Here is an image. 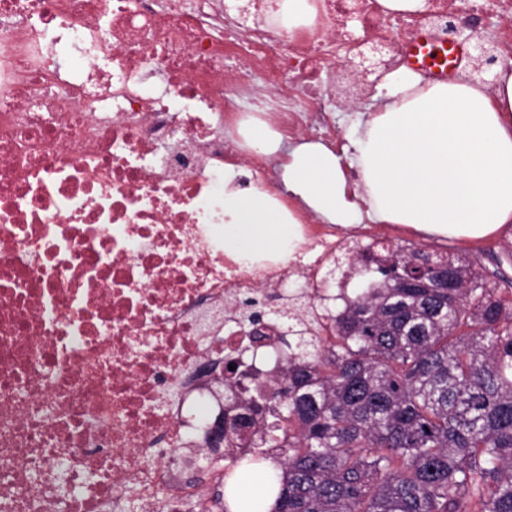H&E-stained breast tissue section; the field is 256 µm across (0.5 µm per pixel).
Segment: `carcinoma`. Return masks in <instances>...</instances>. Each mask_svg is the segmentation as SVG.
I'll return each instance as SVG.
<instances>
[{
	"label": "carcinoma",
	"mask_w": 512,
	"mask_h": 512,
	"mask_svg": "<svg viewBox=\"0 0 512 512\" xmlns=\"http://www.w3.org/2000/svg\"><path fill=\"white\" fill-rule=\"evenodd\" d=\"M439 262L367 258L378 277L330 310V338L294 328L274 383H230L260 415L250 440H225L239 484L277 490L278 512H512V300ZM240 309L247 329L263 313Z\"/></svg>",
	"instance_id": "carcinoma-1"
}]
</instances>
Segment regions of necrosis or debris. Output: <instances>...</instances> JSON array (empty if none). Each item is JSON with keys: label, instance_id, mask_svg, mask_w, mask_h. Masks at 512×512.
Segmentation results:
<instances>
[{"label": "necrosis or debris", "instance_id": "obj_1", "mask_svg": "<svg viewBox=\"0 0 512 512\" xmlns=\"http://www.w3.org/2000/svg\"><path fill=\"white\" fill-rule=\"evenodd\" d=\"M238 0H0V512H220L171 470L208 448L224 402L208 366L245 346L236 301L307 284L328 337L343 258L377 233L307 224L297 267L224 253V120L271 115L332 137L324 80L362 47L477 33L512 0H310L286 32Z\"/></svg>", "mask_w": 512, "mask_h": 512}]
</instances>
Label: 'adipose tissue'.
<instances>
[{"mask_svg":"<svg viewBox=\"0 0 512 512\" xmlns=\"http://www.w3.org/2000/svg\"><path fill=\"white\" fill-rule=\"evenodd\" d=\"M374 99V113L351 134L373 219L468 239L512 223V71H501L491 88L424 86L399 71ZM238 135L247 150L271 156L281 149L280 133L255 112ZM240 177L225 166L224 252L232 259L282 254L310 215L344 226L361 218L341 158L324 143L302 141L288 152L279 191L242 186Z\"/></svg>","mask_w":512,"mask_h":512,"instance_id":"obj_1","label":"adipose tissue"}]
</instances>
